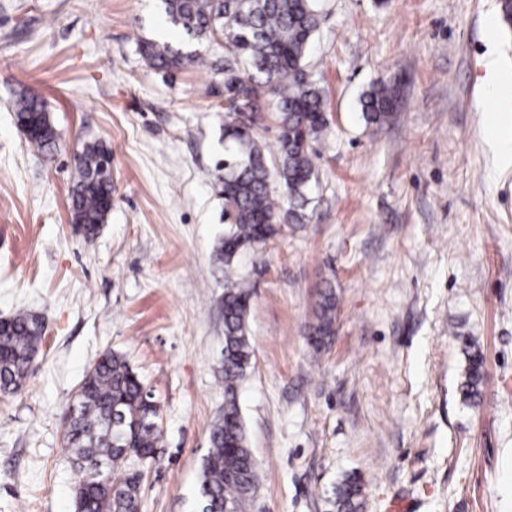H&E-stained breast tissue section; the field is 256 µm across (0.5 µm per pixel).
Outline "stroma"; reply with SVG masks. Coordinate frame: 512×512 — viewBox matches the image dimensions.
<instances>
[{
    "label": "stroma",
    "mask_w": 512,
    "mask_h": 512,
    "mask_svg": "<svg viewBox=\"0 0 512 512\" xmlns=\"http://www.w3.org/2000/svg\"><path fill=\"white\" fill-rule=\"evenodd\" d=\"M309 63L325 91L314 213L244 255L253 367L240 404L257 462L246 512H336L343 478L363 512H512V27L499 0H322ZM496 19L488 29V19ZM142 39L222 59L164 20L161 0H0V318L44 316L25 387L0 392V512H74L64 416L87 372L121 353L160 406L140 512H195L224 413V89L210 71L149 68ZM398 89L366 125L370 83ZM44 99L56 148L15 124ZM112 153L98 236L70 221L75 157ZM336 334L314 352L323 282ZM475 343V403L457 389Z\"/></svg>",
    "instance_id": "stroma-1"
}]
</instances>
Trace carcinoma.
Here are the masks:
<instances>
[{"mask_svg": "<svg viewBox=\"0 0 512 512\" xmlns=\"http://www.w3.org/2000/svg\"><path fill=\"white\" fill-rule=\"evenodd\" d=\"M166 20L201 42L220 34L224 59L212 65L224 85V237L214 260L224 267V416L210 432L197 491L196 512H245L256 494L257 470L239 404V386L253 367L248 329L250 281L239 273L240 256L263 250L281 224H303L313 212L317 181L312 143L327 127L326 101L307 69L306 56L320 23V0H162ZM147 64L170 72L206 67L197 51L184 53L167 42L141 40ZM274 103L279 135L271 156L256 133L265 103ZM395 88L377 82L362 100L366 123H389L396 111ZM252 113L249 123L236 114ZM16 122L26 141L51 153L56 131L47 104L20 93ZM111 151L88 144L75 159L77 177L70 197L72 223L85 238L104 224L112 181L101 177ZM336 293L327 283L316 292L308 343L326 348L335 335ZM44 342L41 316L20 311L0 325V391H20L30 358ZM458 391L463 400L480 395L483 358L473 345ZM158 406L119 353L106 351L82 382L66 415L65 447L72 464L74 512H139L143 468L156 463L162 432ZM362 484L347 478L336 493V512H362Z\"/></svg>", "mask_w": 512, "mask_h": 512, "instance_id": "carcinoma-1", "label": "carcinoma"}]
</instances>
